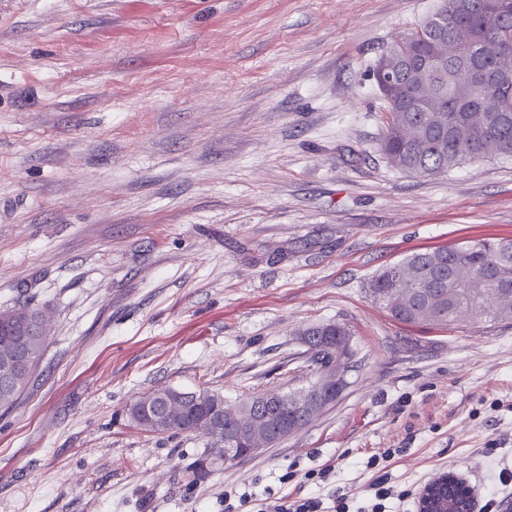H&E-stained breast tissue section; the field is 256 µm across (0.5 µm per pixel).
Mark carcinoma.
<instances>
[{
    "label": "carcinoma",
    "mask_w": 512,
    "mask_h": 512,
    "mask_svg": "<svg viewBox=\"0 0 512 512\" xmlns=\"http://www.w3.org/2000/svg\"><path fill=\"white\" fill-rule=\"evenodd\" d=\"M448 35L437 39L425 28H414L390 43L401 61L430 62V69L410 78L401 93L380 92L388 112L381 151L395 168L420 176H438L472 160L490 155L512 158V0H445ZM373 300L406 324L454 327L486 315L494 324L512 323V239H483L451 246L415 250L383 267L370 283ZM39 327L42 314L20 307L0 311V353L18 351L29 369L3 388L10 403L25 391L46 347V337L30 336L14 346V331ZM308 346V370L303 390L313 392L321 373L341 357L355 361L350 329L340 323L322 324L303 332ZM179 389L161 387L132 401L130 422L154 432L155 418ZM169 432L198 433L207 439L205 455L192 475L209 476L219 462L246 458L255 435L286 439L292 428L309 424L304 412L282 397L253 395L248 403L260 423L245 429L224 417L221 433L238 438L241 453L224 455V438L213 436L208 412L224 405L218 391L191 392Z\"/></svg>",
    "instance_id": "obj_1"
}]
</instances>
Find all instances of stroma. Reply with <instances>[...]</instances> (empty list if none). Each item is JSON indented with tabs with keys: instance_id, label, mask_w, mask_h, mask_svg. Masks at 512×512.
<instances>
[{
	"instance_id": "stroma-1",
	"label": "stroma",
	"mask_w": 512,
	"mask_h": 512,
	"mask_svg": "<svg viewBox=\"0 0 512 512\" xmlns=\"http://www.w3.org/2000/svg\"><path fill=\"white\" fill-rule=\"evenodd\" d=\"M437 0H0V310L44 357L0 407V512L364 506L456 474L512 502V327L404 324L369 283L411 251L512 239V158L435 177L379 149L372 71ZM348 324L361 368L279 445L193 480L205 438L147 433L160 387L304 383L302 333ZM326 469L328 481L313 478ZM387 484L388 483L384 479H381V477L370 483L367 488L368 505L366 507H361L360 510L363 511L358 512H386L388 511L386 510L385 504L387 500H403L410 495V491L407 489L395 490L392 486H386ZM366 508L367 510H365ZM269 512H321L322 504L313 498L294 500L288 503V499H280L268 506ZM267 507V508H268Z\"/></svg>"
}]
</instances>
